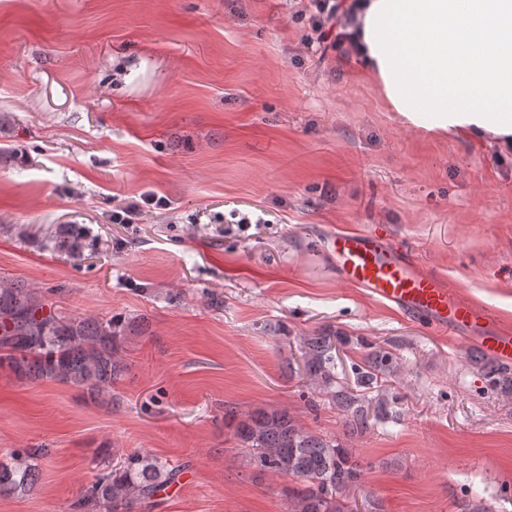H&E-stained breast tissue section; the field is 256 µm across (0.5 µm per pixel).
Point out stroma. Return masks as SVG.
Instances as JSON below:
<instances>
[{"label":"stroma","mask_w":512,"mask_h":512,"mask_svg":"<svg viewBox=\"0 0 512 512\" xmlns=\"http://www.w3.org/2000/svg\"><path fill=\"white\" fill-rule=\"evenodd\" d=\"M288 0H0V275L68 319H134L110 394L0 369V461L48 449L0 512H65L131 453L180 469L153 512H288L225 406L342 437L384 512H512V398L469 348L340 284L339 229H385L512 320V147L388 111L354 56L307 54ZM167 208L112 221L114 199ZM263 217L242 232L230 213ZM86 231L78 255L47 237ZM397 358L393 421L346 436L300 395L301 337Z\"/></svg>","instance_id":"35a3bbf8"}]
</instances>
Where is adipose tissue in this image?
Masks as SVG:
<instances>
[{
    "instance_id": "obj_1",
    "label": "adipose tissue",
    "mask_w": 512,
    "mask_h": 512,
    "mask_svg": "<svg viewBox=\"0 0 512 512\" xmlns=\"http://www.w3.org/2000/svg\"><path fill=\"white\" fill-rule=\"evenodd\" d=\"M362 23L389 111L512 138V0H369Z\"/></svg>"
}]
</instances>
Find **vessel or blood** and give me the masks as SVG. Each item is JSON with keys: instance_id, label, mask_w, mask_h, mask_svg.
Wrapping results in <instances>:
<instances>
[{"instance_id": "b4317fda", "label": "vessel or blood", "mask_w": 512, "mask_h": 512, "mask_svg": "<svg viewBox=\"0 0 512 512\" xmlns=\"http://www.w3.org/2000/svg\"><path fill=\"white\" fill-rule=\"evenodd\" d=\"M336 276L377 301L428 327L512 364V326L490 306L460 299L413 252L394 245L383 231H340L330 241Z\"/></svg>"}]
</instances>
